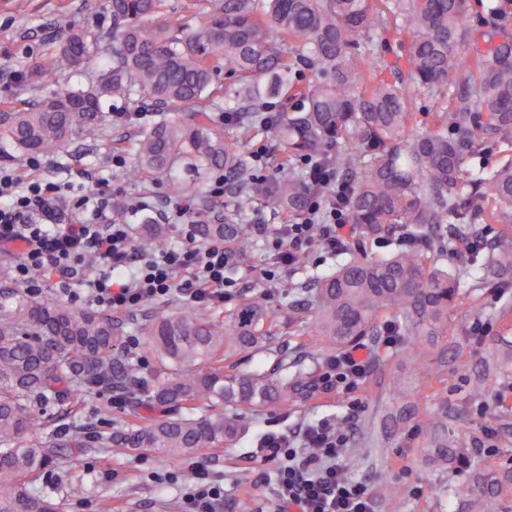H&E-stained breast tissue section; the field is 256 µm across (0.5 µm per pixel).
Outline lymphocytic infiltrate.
I'll use <instances>...</instances> for the list:
<instances>
[{
  "instance_id": "f902f5d3",
  "label": "lymphocytic infiltrate",
  "mask_w": 512,
  "mask_h": 512,
  "mask_svg": "<svg viewBox=\"0 0 512 512\" xmlns=\"http://www.w3.org/2000/svg\"><path fill=\"white\" fill-rule=\"evenodd\" d=\"M39 168L34 158L22 167L0 165V253L16 255L14 279L26 290L35 288L30 270L47 269L59 288H79L85 300L116 318L169 295L188 305L228 297L232 283L224 269L234 248L221 238L198 245L193 200H176L167 214L181 246L145 255L136 249L128 225L111 219L110 194L92 190L72 200L69 210H60L70 187L41 178ZM355 233L346 212L315 202L305 220L278 226L272 247L286 267L295 252L314 247L332 252ZM90 256L100 261L91 272L84 267ZM370 365L359 348L345 350L327 361L320 381L328 390L354 392ZM349 439L332 420L308 425L298 439L273 429L260 436L253 455L275 466L272 494L278 512H377L369 486L344 474L342 454ZM226 503L223 484L200 467L182 497L181 512H225Z\"/></svg>"
}]
</instances>
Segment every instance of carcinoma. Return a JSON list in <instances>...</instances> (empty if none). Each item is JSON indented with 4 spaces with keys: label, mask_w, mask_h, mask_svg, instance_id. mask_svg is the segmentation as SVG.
Wrapping results in <instances>:
<instances>
[{
    "label": "carcinoma",
    "mask_w": 512,
    "mask_h": 512,
    "mask_svg": "<svg viewBox=\"0 0 512 512\" xmlns=\"http://www.w3.org/2000/svg\"><path fill=\"white\" fill-rule=\"evenodd\" d=\"M199 23L167 15L166 0H109L111 25L70 31L50 55L43 82L51 89L31 108L5 103L0 136L29 154L52 155L79 137L105 135L107 100H147L160 112H185L188 122L163 119L128 147L138 179L172 169L180 158L232 177L240 194L303 219L324 188L305 162L336 170L346 184L340 205L357 237L337 249L343 262L312 284L314 336L300 357L374 343L385 316L410 337L422 362L458 306L461 271L477 272L474 288H512V158L471 174L465 153H480L512 130V37L482 47L469 26L470 0H198ZM393 29L408 38V87L401 89L358 49L359 39ZM105 55L109 62L85 88L60 77ZM236 86L239 107L232 139L210 109L224 93L220 75ZM448 90L430 128L418 129L411 95ZM295 101L265 114L267 99ZM270 132L282 151L272 179L260 177L251 143ZM451 236L468 238L478 224L498 229L492 253L464 252L442 263ZM200 237H222L240 259L254 252L250 225L235 212L222 224H202ZM389 244L370 256L366 246ZM165 244L151 224L137 240L144 252ZM122 326L92 309L0 289V512H58L40 488L60 464L84 469L89 453L150 450L171 459L232 444L246 429L247 411L280 406L319 388L283 353L276 369L228 371L226 362L275 352V323L266 294L245 298L220 319L158 306L146 316L141 355L122 341ZM156 364L145 372L141 358ZM119 389L138 420L107 430L93 426L47 431L42 405ZM432 462L464 460L448 428L429 429ZM456 494L462 512H500L512 500V467L470 471Z\"/></svg>",
    "instance_id": "obj_1"
}]
</instances>
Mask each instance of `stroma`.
Masks as SVG:
<instances>
[{"label": "stroma", "mask_w": 512, "mask_h": 512, "mask_svg": "<svg viewBox=\"0 0 512 512\" xmlns=\"http://www.w3.org/2000/svg\"><path fill=\"white\" fill-rule=\"evenodd\" d=\"M105 0H0V102H32L40 98L41 76L50 53L63 42L68 30L84 24L109 25ZM361 50L370 52L377 66L392 81L406 77V50L398 37L380 30L361 40ZM142 111L151 121L140 124L108 121L102 144L72 140L59 154L42 158L44 178L72 182L75 192L89 190L90 182L77 178L80 169L111 177L116 200L130 205L146 202L145 210L130 213L126 221L132 236L144 225L155 224L169 198L167 181L177 176L190 188L203 215L241 211L246 223L275 228L285 215L259 199L234 193L209 195L211 174L187 165L172 175L154 174L141 180L129 178L126 169H116L107 147L115 139H134L160 120L152 104ZM271 261L265 238H258L250 257L240 261L235 278L239 293L221 305H204V314L234 309L242 298L264 291L275 318L281 345L296 356L300 336L289 319L291 301L303 300V289L318 275L334 271L336 256L315 251L309 268L290 269L274 283L261 271ZM470 278L460 285L461 305L451 335L440 337L428 366L407 360L403 346L384 349L375 345L371 369L363 387L355 393L324 391L313 397L290 400L287 406L250 416V428L231 447L208 451L185 460H172L153 452L117 454L104 450L89 456L84 471L58 467L42 480L54 493L60 512H98L101 499L112 502L113 512H177L183 484L202 466L223 477L230 498L241 512H272L271 488L259 479L262 464L251 456L258 435L273 428L292 434L323 417L342 419L350 441L343 453L349 479L367 483L377 499V512H459L453 488L464 483L467 469L435 467L424 458L427 431L437 421L447 424L475 464L512 461V288L472 291ZM508 315H501V308ZM491 324V331L476 336L475 321ZM494 444L492 454L478 453L484 438Z\"/></svg>", "instance_id": "stroma-1"}]
</instances>
